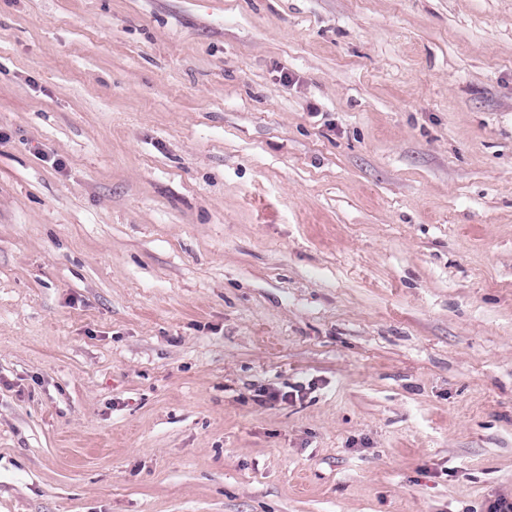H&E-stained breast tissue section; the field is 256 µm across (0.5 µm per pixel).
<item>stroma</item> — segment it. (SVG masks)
Here are the masks:
<instances>
[{"instance_id": "1", "label": "stroma", "mask_w": 512, "mask_h": 512, "mask_svg": "<svg viewBox=\"0 0 512 512\" xmlns=\"http://www.w3.org/2000/svg\"><path fill=\"white\" fill-rule=\"evenodd\" d=\"M503 497L512 0H0V512Z\"/></svg>"}]
</instances>
